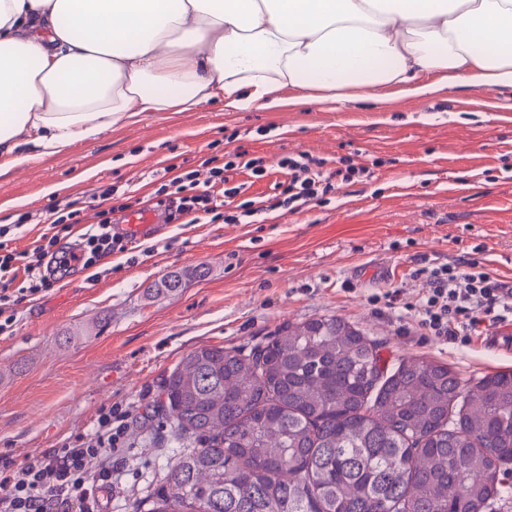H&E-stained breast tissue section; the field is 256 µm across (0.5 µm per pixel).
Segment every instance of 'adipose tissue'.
<instances>
[{
  "mask_svg": "<svg viewBox=\"0 0 512 512\" xmlns=\"http://www.w3.org/2000/svg\"><path fill=\"white\" fill-rule=\"evenodd\" d=\"M512 86V0H0V173L144 112Z\"/></svg>",
  "mask_w": 512,
  "mask_h": 512,
  "instance_id": "1",
  "label": "adipose tissue"
}]
</instances>
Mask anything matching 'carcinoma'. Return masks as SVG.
<instances>
[{
  "label": "carcinoma",
  "mask_w": 512,
  "mask_h": 512,
  "mask_svg": "<svg viewBox=\"0 0 512 512\" xmlns=\"http://www.w3.org/2000/svg\"><path fill=\"white\" fill-rule=\"evenodd\" d=\"M162 395L182 448L147 512H485L512 463V372L468 392L419 358L389 373L336 316L197 347Z\"/></svg>",
  "instance_id": "cac0c4a2"
}]
</instances>
